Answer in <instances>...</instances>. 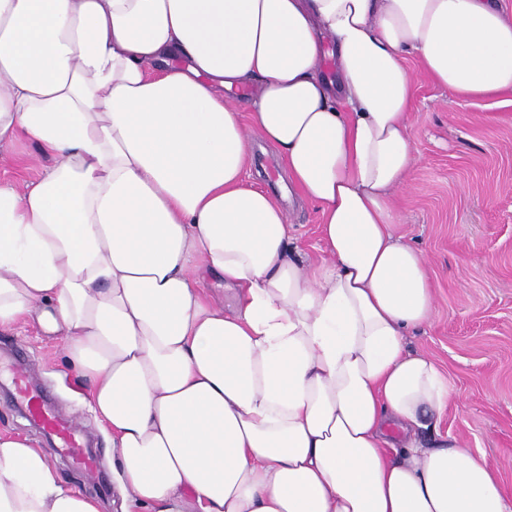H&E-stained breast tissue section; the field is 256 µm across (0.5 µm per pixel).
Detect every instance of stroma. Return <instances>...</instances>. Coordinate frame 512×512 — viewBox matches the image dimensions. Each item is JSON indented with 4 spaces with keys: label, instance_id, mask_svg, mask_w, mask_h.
<instances>
[{
    "label": "stroma",
    "instance_id": "1",
    "mask_svg": "<svg viewBox=\"0 0 512 512\" xmlns=\"http://www.w3.org/2000/svg\"><path fill=\"white\" fill-rule=\"evenodd\" d=\"M406 66L416 77L411 121L418 161L395 197L394 232L421 251L434 285L433 318L408 336L407 346L435 360L453 395L437 431L423 439L432 441L438 431L460 438L512 493V98L460 100L421 76L415 55ZM289 212L295 245L318 258L316 207L294 200ZM18 351L32 389L77 417L93 439L95 476L75 468L9 396ZM85 394L54 340L29 327L0 329V428L41 448L59 479L97 499L101 512H120L111 441L85 407Z\"/></svg>",
    "mask_w": 512,
    "mask_h": 512
}]
</instances>
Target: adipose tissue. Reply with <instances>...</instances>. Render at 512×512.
I'll return each instance as SVG.
<instances>
[{
    "label": "adipose tissue",
    "mask_w": 512,
    "mask_h": 512,
    "mask_svg": "<svg viewBox=\"0 0 512 512\" xmlns=\"http://www.w3.org/2000/svg\"><path fill=\"white\" fill-rule=\"evenodd\" d=\"M412 53L457 97L512 93L503 0H0V149L51 159L0 180V328L87 380L123 512H512L485 458L417 439L452 395L405 343L433 317L394 233ZM255 137L320 262L247 182ZM0 512L101 509L0 431ZM289 202L290 222L293 225L294 245L299 250L316 259L322 255L321 244L317 236L319 215L316 207L310 203H298L291 198Z\"/></svg>",
    "instance_id": "adipose-tissue-1"
}]
</instances>
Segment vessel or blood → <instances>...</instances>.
<instances>
[{
	"mask_svg": "<svg viewBox=\"0 0 512 512\" xmlns=\"http://www.w3.org/2000/svg\"><path fill=\"white\" fill-rule=\"evenodd\" d=\"M13 381L19 399L27 405L57 436L62 448L72 458L74 464L86 474H95L97 463L95 459L82 450L81 436L78 424L72 419L58 418L55 413L45 407L41 399L32 395L27 386L26 375L22 367H15Z\"/></svg>",
	"mask_w": 512,
	"mask_h": 512,
	"instance_id": "vessel-or-blood-1",
	"label": "vessel or blood"
}]
</instances>
